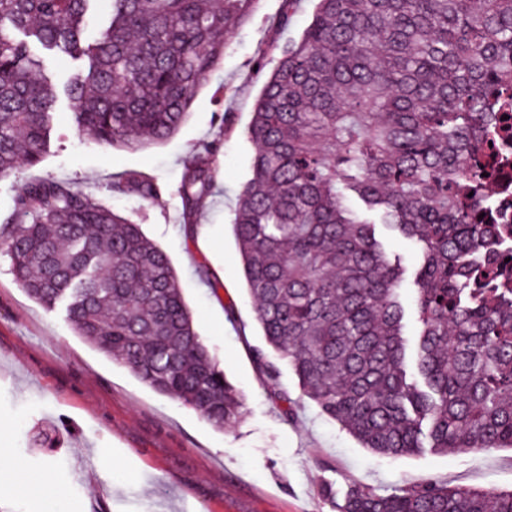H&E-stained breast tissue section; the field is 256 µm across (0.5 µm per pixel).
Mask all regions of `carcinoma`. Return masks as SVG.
Listing matches in <instances>:
<instances>
[{
	"label": "carcinoma",
	"instance_id": "obj_1",
	"mask_svg": "<svg viewBox=\"0 0 512 512\" xmlns=\"http://www.w3.org/2000/svg\"><path fill=\"white\" fill-rule=\"evenodd\" d=\"M95 0H0V177L42 159L60 95L80 131L139 149L170 138L224 58V37L254 0H108V25L83 36ZM21 31L79 68L63 85ZM512 91V0H318L256 99L250 172L233 234L264 345L257 371L284 420L285 361L320 412L375 454L512 448V265L486 160ZM182 173L184 232L214 193L207 157ZM114 195L158 199L140 173ZM417 245L420 329L405 337L404 270L376 227ZM0 243L16 281L77 335L156 393L214 427L244 397L194 327L167 254L139 225L58 179L14 199ZM322 496L337 512H512V490L446 483Z\"/></svg>",
	"mask_w": 512,
	"mask_h": 512
}]
</instances>
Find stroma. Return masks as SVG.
I'll return each instance as SVG.
<instances>
[{
	"label": "stroma",
	"mask_w": 512,
	"mask_h": 512,
	"mask_svg": "<svg viewBox=\"0 0 512 512\" xmlns=\"http://www.w3.org/2000/svg\"><path fill=\"white\" fill-rule=\"evenodd\" d=\"M281 0H257L252 19L225 40L224 60L200 88L190 112L166 143L139 150L106 147L80 132L69 103L55 112L42 161L0 177V225L23 186L35 179L71 182L140 224L180 277L194 325L228 379L245 395L240 419L214 428L193 409L157 394L77 336L62 310L49 311L15 281L0 254V446L9 460L54 486L38 496L0 480V512H336L320 488L358 482L375 488L443 482L479 489L512 488V450L437 453L401 458L371 454L303 397L290 372L281 384L296 403L284 421L253 363L262 339L253 318L231 221L250 176L245 132L264 77L259 51L274 67L277 48L298 38L315 4L301 0L288 30L276 28ZM231 112L220 131L216 115ZM223 135L210 167L216 194L186 237L175 190L201 146ZM143 172L164 188L145 202L112 197L113 176ZM215 271L213 284L195 270ZM234 317H227L226 306Z\"/></svg>",
	"instance_id": "35a3bbf8"
}]
</instances>
